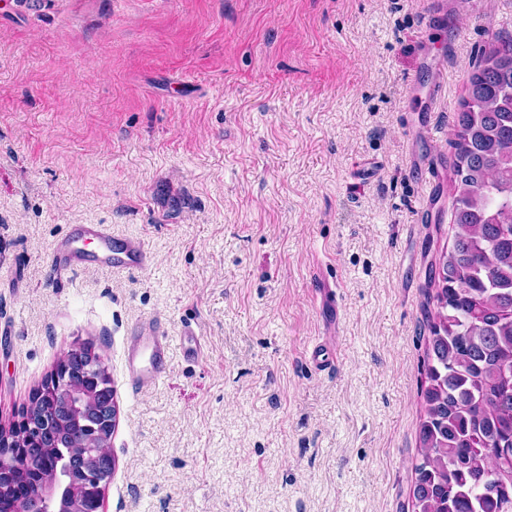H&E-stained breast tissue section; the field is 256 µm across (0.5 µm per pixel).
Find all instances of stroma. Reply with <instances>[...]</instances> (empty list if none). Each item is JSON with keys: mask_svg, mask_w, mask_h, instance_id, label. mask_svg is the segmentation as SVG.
<instances>
[{"mask_svg": "<svg viewBox=\"0 0 512 512\" xmlns=\"http://www.w3.org/2000/svg\"><path fill=\"white\" fill-rule=\"evenodd\" d=\"M499 36L512 0H0V426L89 346L116 408L100 512H414L450 140ZM424 40L446 85L411 112ZM76 224L150 266L55 268ZM153 316L169 374L136 395Z\"/></svg>", "mask_w": 512, "mask_h": 512, "instance_id": "1", "label": "stroma"}]
</instances>
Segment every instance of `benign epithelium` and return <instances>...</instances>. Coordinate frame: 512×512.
Wrapping results in <instances>:
<instances>
[{"label":"benign epithelium","instance_id":"1","mask_svg":"<svg viewBox=\"0 0 512 512\" xmlns=\"http://www.w3.org/2000/svg\"><path fill=\"white\" fill-rule=\"evenodd\" d=\"M39 398L63 402L78 416L90 403H97L99 417L95 435L115 425L111 379L100 359L86 347L72 349L60 357L53 378L38 389ZM57 432L55 422L43 415H27L21 426L0 430V498L20 484L33 481V459L42 440ZM83 465L74 474L58 464L49 475L35 482L36 492L16 498L12 512H98L104 487L115 465L110 446L85 449Z\"/></svg>","mask_w":512,"mask_h":512}]
</instances>
